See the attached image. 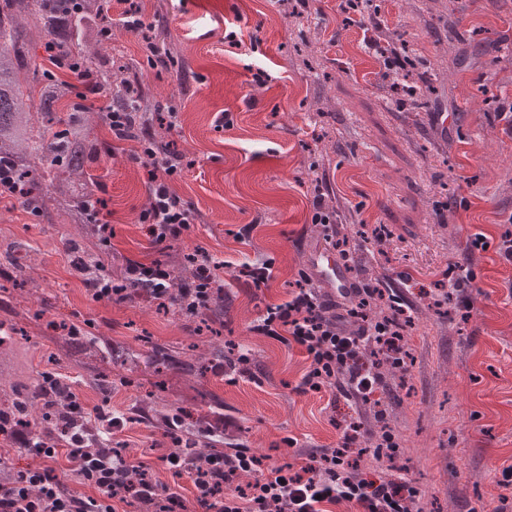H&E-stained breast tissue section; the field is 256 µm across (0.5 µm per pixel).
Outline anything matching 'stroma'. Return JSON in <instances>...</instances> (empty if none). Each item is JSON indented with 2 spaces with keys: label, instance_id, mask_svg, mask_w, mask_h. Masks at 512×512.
<instances>
[{
  "label": "stroma",
  "instance_id": "1",
  "mask_svg": "<svg viewBox=\"0 0 512 512\" xmlns=\"http://www.w3.org/2000/svg\"><path fill=\"white\" fill-rule=\"evenodd\" d=\"M177 60L153 67L139 36L113 26L104 50L135 80L152 110H175L166 140L190 168L171 188L203 216L172 248H155L139 213L149 204L147 160L101 124L106 151L90 172L102 186L110 245H86L112 273L127 260L178 266L204 249L224 266L220 335L175 311L93 300L65 244L75 225L55 213L33 217L0 198V397L33 390L52 375L88 411L102 404L127 422V455L154 462L187 512H199L190 477L155 460L171 441L153 408L186 413L196 426L224 410L237 442L273 462L333 448L331 418L356 405L331 392H298L304 352L252 332L267 305L287 300L309 256L325 248L312 223L315 199L331 202L351 235L343 266L411 306L408 374H385L378 400L402 445L403 474L420 490L422 512H512L504 487L512 466V261L501 236L512 226V0H372L343 13L342 0H137ZM236 32L242 45L225 43ZM391 38L412 60L407 82L425 90L414 112L388 89L389 70L369 51ZM447 113L440 123L439 113ZM392 231L378 252L363 231ZM32 252L38 285L18 286L11 259ZM271 263L253 288L237 265ZM471 274L470 317L441 299L442 277ZM85 331L75 343L55 324ZM248 353L251 372L228 381L199 371V357L226 342Z\"/></svg>",
  "mask_w": 512,
  "mask_h": 512
}]
</instances>
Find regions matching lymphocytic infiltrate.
<instances>
[{
	"instance_id": "lymphocytic-infiltrate-1",
	"label": "lymphocytic infiltrate",
	"mask_w": 512,
	"mask_h": 512,
	"mask_svg": "<svg viewBox=\"0 0 512 512\" xmlns=\"http://www.w3.org/2000/svg\"><path fill=\"white\" fill-rule=\"evenodd\" d=\"M116 22L141 37L154 56V65L167 66L168 56L157 44L155 26L145 20L137 4H129L119 20L104 16V36H111ZM109 118L113 138L136 142L141 156L152 165L150 202L138 221L147 225L154 246L167 249L202 221L201 214L169 187L185 168V158L158 146L149 129L135 128L131 113L114 111ZM190 260L197 277L194 286L183 291V308L187 318L196 319L209 312L214 294L223 293L224 280L218 274L220 262L209 253L195 251ZM173 277V268L161 261H131L120 277L101 269L85 284L97 301L127 302L132 289L140 287L147 302L164 307ZM310 281V276H303L288 302L267 307L256 330L305 349L310 364L298 386L300 392L330 389L346 399L370 403L383 376L366 354L377 350L393 369L408 372L411 354L404 323L411 314L402 307L394 319L361 320L357 306L376 296L377 288L354 284L337 295H322L310 288ZM69 401L72 415L51 437L38 434L31 421L0 415V435L43 460L42 466L9 472L0 457V512H115L116 503L130 498L153 505V512H183L180 495L155 479L152 466L117 445L123 417L102 409L91 415L77 396ZM374 417L379 424L374 432L366 431L358 417L335 421L339 446L306 452L298 466L269 463L246 445L232 442L238 424L224 413L212 412L194 433L184 429L182 419H172L166 434L177 447L162 461L173 476L191 477L202 512H325L326 506L344 502L357 504L363 512H413L420 492L412 482L394 475L400 444L383 411H376ZM203 436L228 440L229 446L210 452L199 465L195 454ZM61 455L80 483L98 489V497L77 494L57 477L52 463ZM366 456L383 467L378 478H368L361 471L360 462Z\"/></svg>"
}]
</instances>
